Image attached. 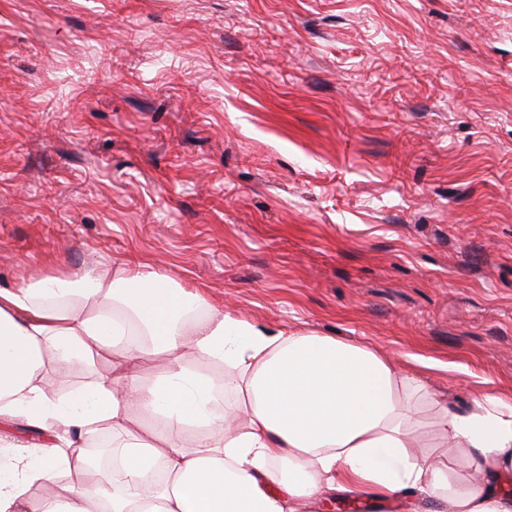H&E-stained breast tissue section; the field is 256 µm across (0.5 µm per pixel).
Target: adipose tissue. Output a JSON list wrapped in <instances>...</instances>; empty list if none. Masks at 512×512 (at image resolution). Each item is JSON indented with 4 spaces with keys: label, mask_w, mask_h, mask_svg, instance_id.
<instances>
[{
    "label": "adipose tissue",
    "mask_w": 512,
    "mask_h": 512,
    "mask_svg": "<svg viewBox=\"0 0 512 512\" xmlns=\"http://www.w3.org/2000/svg\"><path fill=\"white\" fill-rule=\"evenodd\" d=\"M190 353L226 365L223 382ZM50 368L88 380L53 391ZM425 404L449 457L420 447ZM104 434L121 468L100 464ZM510 475L512 401L482 393L451 411L377 349L256 328L150 265L0 288V512H296L409 489L434 512H512L496 486Z\"/></svg>",
    "instance_id": "adipose-tissue-1"
}]
</instances>
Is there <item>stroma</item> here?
I'll return each mask as SVG.
<instances>
[{
  "label": "stroma",
  "mask_w": 512,
  "mask_h": 512,
  "mask_svg": "<svg viewBox=\"0 0 512 512\" xmlns=\"http://www.w3.org/2000/svg\"><path fill=\"white\" fill-rule=\"evenodd\" d=\"M122 261L512 399V0H0V287Z\"/></svg>",
  "instance_id": "1"
}]
</instances>
